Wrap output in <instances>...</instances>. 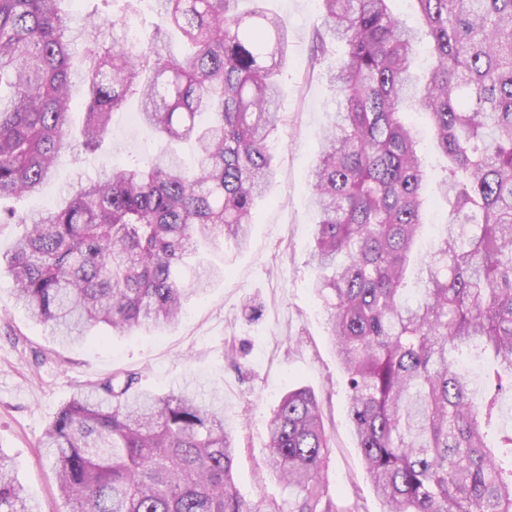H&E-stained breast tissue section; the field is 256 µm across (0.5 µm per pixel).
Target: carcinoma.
Segmentation results:
<instances>
[{"instance_id":"carcinoma-1","label":"carcinoma","mask_w":512,"mask_h":512,"mask_svg":"<svg viewBox=\"0 0 512 512\" xmlns=\"http://www.w3.org/2000/svg\"><path fill=\"white\" fill-rule=\"evenodd\" d=\"M155 2L163 27L105 46L103 27L126 17L95 10L74 28L78 0H0V198L35 194L67 157L97 150L130 97L143 124L197 155L191 169L172 152L114 169L45 213L0 209L1 224L26 225L3 258L14 299L62 345L101 324L165 333L201 277L224 275L202 249L245 246L276 176L281 17L240 13L237 0ZM321 2L310 66L339 102L311 171L313 288L348 376L357 448L386 512H512V425L501 423L512 397V0H412L419 32L394 0ZM167 30L184 57L167 55ZM421 32L432 58L422 83ZM336 45L343 56L326 68ZM409 109L434 133L438 178ZM435 192L447 224L416 266ZM40 447L68 512H261L236 492L221 400L148 390L135 372L75 392ZM330 448L315 393L288 391L268 419L266 466L294 491L289 512H346L321 482ZM0 512H41L1 453Z\"/></svg>"}]
</instances>
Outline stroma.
I'll use <instances>...</instances> for the list:
<instances>
[{"label": "stroma", "instance_id": "stroma-1", "mask_svg": "<svg viewBox=\"0 0 512 512\" xmlns=\"http://www.w3.org/2000/svg\"><path fill=\"white\" fill-rule=\"evenodd\" d=\"M264 6L283 17L288 30L275 150L280 175L254 212L248 245L209 251L223 279L205 284L164 335L112 338L98 330L87 343L67 347L14 303L12 280L0 272V451L15 460L16 477L41 512L67 508L39 455L47 426L84 384L115 372L139 373L141 386L157 392L219 391L239 440L238 494L261 512H287L290 501L287 486L265 466L269 412L288 390L311 388L331 437L323 475L328 494L355 512H383L351 430L347 378L328 336L327 314L312 288L309 176L336 108L330 85L309 67L319 4L265 0ZM137 110V100H129L114 113L106 146L64 162L38 193L10 199V206L28 214L48 209L78 182L165 150L147 127L128 126V114Z\"/></svg>", "mask_w": 512, "mask_h": 512}]
</instances>
